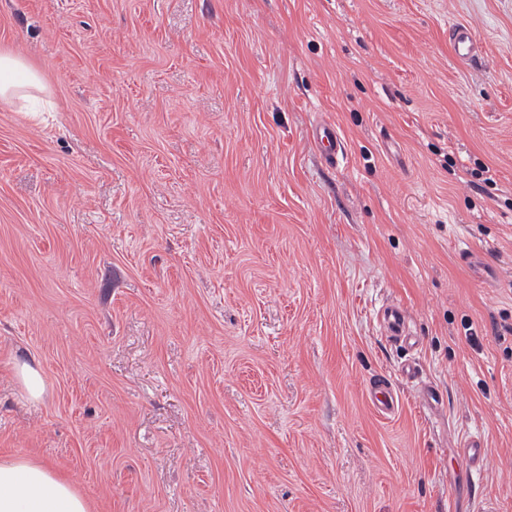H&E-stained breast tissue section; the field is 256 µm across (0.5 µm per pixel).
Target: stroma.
<instances>
[{
  "instance_id": "stroma-1",
  "label": "stroma",
  "mask_w": 512,
  "mask_h": 512,
  "mask_svg": "<svg viewBox=\"0 0 512 512\" xmlns=\"http://www.w3.org/2000/svg\"><path fill=\"white\" fill-rule=\"evenodd\" d=\"M1 49L53 109L0 100V459L90 512H512V0H0ZM449 40L455 57L460 63L465 64L476 59L478 54L475 49L472 33L467 26H454ZM383 333L389 340L409 342L411 336L407 330L405 314L398 305L386 306L381 314ZM16 374L30 398L40 399L45 391V382L39 369L22 363L17 365ZM368 396L374 410L383 417L390 418L398 410V399L391 385L383 379L375 380L370 384Z\"/></svg>"
}]
</instances>
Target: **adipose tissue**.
Listing matches in <instances>:
<instances>
[{
	"label": "adipose tissue",
	"instance_id": "adipose-tissue-1",
	"mask_svg": "<svg viewBox=\"0 0 512 512\" xmlns=\"http://www.w3.org/2000/svg\"><path fill=\"white\" fill-rule=\"evenodd\" d=\"M39 74L13 52L0 51V98L41 90ZM0 512H89L73 483L44 462L24 458L0 461Z\"/></svg>",
	"mask_w": 512,
	"mask_h": 512
}]
</instances>
